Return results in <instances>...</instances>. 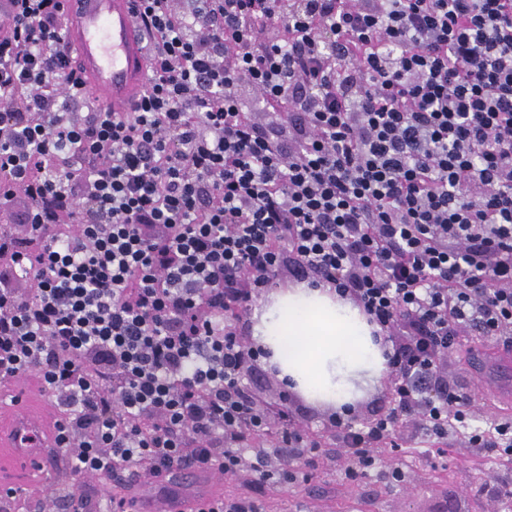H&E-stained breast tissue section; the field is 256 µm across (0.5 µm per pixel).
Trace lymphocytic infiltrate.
<instances>
[{
  "instance_id": "f902f5d3",
  "label": "lymphocytic infiltrate",
  "mask_w": 512,
  "mask_h": 512,
  "mask_svg": "<svg viewBox=\"0 0 512 512\" xmlns=\"http://www.w3.org/2000/svg\"><path fill=\"white\" fill-rule=\"evenodd\" d=\"M12 3L0 380L39 374L58 461L170 506L248 435L316 448L241 386L264 352L234 321L283 266L387 345L393 408L328 418L361 469L403 421L512 455V421L467 431L435 365L472 331L512 346V0H136L152 80L123 113L80 94L61 0Z\"/></svg>"
}]
</instances>
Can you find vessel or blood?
I'll return each mask as SVG.
<instances>
[{
	"mask_svg": "<svg viewBox=\"0 0 512 512\" xmlns=\"http://www.w3.org/2000/svg\"><path fill=\"white\" fill-rule=\"evenodd\" d=\"M64 33L77 54L79 77L100 106L131 111L150 77L147 48L138 30L133 0H62ZM473 363L486 392L500 403L512 402V347L476 351ZM0 447L7 449L21 475H42L49 466L55 432L34 417L9 385L0 386Z\"/></svg>",
	"mask_w": 512,
	"mask_h": 512,
	"instance_id": "b4317fda",
	"label": "vessel or blood"
}]
</instances>
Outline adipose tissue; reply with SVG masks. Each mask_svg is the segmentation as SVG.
I'll return each mask as SVG.
<instances>
[{
  "instance_id": "adipose-tissue-1",
  "label": "adipose tissue",
  "mask_w": 512,
  "mask_h": 512,
  "mask_svg": "<svg viewBox=\"0 0 512 512\" xmlns=\"http://www.w3.org/2000/svg\"><path fill=\"white\" fill-rule=\"evenodd\" d=\"M252 335L290 390L332 408L354 404L387 372L382 337L330 288L300 284L254 309Z\"/></svg>"
}]
</instances>
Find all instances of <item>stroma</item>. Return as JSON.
<instances>
[{
  "label": "stroma",
  "instance_id": "1",
  "mask_svg": "<svg viewBox=\"0 0 512 512\" xmlns=\"http://www.w3.org/2000/svg\"><path fill=\"white\" fill-rule=\"evenodd\" d=\"M462 349L441 357L439 370L449 386L470 397V424L487 427L489 422L512 419V406L499 410L483 402L476 388L468 346H489L490 338L468 334ZM288 408L295 420L320 446L307 477L284 483L278 476L283 463L294 462L298 451L280 447L271 452L268 465L273 477L261 480L254 469L238 468L216 477L215 486L225 498L257 497L262 512H512V498L501 496V486L512 484V457H497L480 448L466 447L461 436L449 432L440 453L426 449L420 431L406 426L398 431L400 456L407 473L403 483L389 475L393 455L380 450L378 464L367 474L345 475L348 454L335 438L325 432V407L292 394ZM8 455L0 454L4 474L0 482L15 484L13 502L18 512H29L37 499L51 486L73 487L76 497L59 507V512H75L77 498L89 496L101 501L119 495V482L103 476L75 480L66 466H56L47 478L14 480Z\"/></svg>",
  "mask_w": 512,
  "mask_h": 512
}]
</instances>
